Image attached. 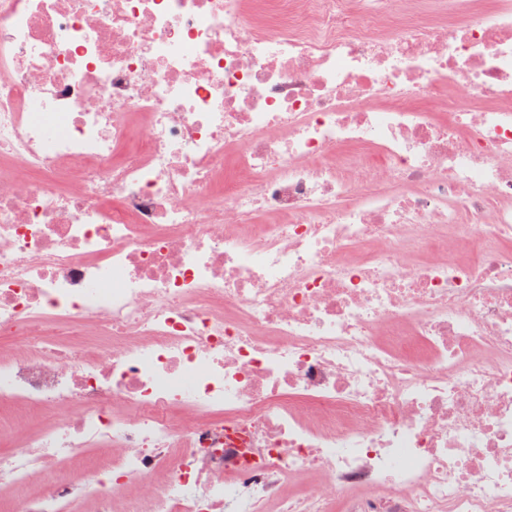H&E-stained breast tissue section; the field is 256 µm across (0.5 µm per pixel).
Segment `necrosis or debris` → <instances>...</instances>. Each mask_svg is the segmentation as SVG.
<instances>
[{"label": "necrosis or debris", "mask_w": 512, "mask_h": 512, "mask_svg": "<svg viewBox=\"0 0 512 512\" xmlns=\"http://www.w3.org/2000/svg\"><path fill=\"white\" fill-rule=\"evenodd\" d=\"M403 2L0 0L15 512H512V0Z\"/></svg>", "instance_id": "4bbe7bcc"}]
</instances>
